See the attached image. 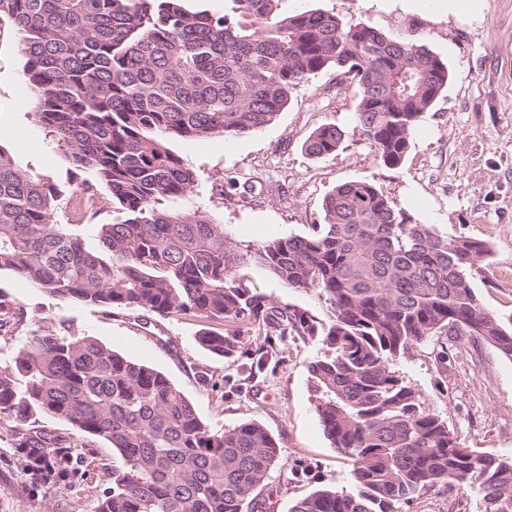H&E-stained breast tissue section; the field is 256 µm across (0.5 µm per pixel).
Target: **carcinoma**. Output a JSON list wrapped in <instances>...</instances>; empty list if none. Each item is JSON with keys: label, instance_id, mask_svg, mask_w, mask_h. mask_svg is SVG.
<instances>
[{"label": "carcinoma", "instance_id": "obj_1", "mask_svg": "<svg viewBox=\"0 0 512 512\" xmlns=\"http://www.w3.org/2000/svg\"><path fill=\"white\" fill-rule=\"evenodd\" d=\"M282 0H0V34L17 39L34 117L68 163L66 178L23 170L0 145V272L64 302L236 321L264 337L242 351L205 330L199 344L263 372L299 336L325 351L308 370L320 425L355 460L352 489L321 488L290 512H399L438 484L475 487L485 512H512V459L465 448L407 385L400 361L431 336L461 330L512 359V318L486 309L472 285L489 246L421 224L374 184L336 186L311 231L232 246L193 195L196 175L174 138L231 140L271 124L319 72L349 76L356 121L394 169L448 83L426 46ZM342 141L334 124L305 142L316 158ZM112 220L80 223L107 205ZM66 211L79 223L61 222ZM254 261L286 287L315 290L328 321L252 291L236 268ZM72 424L61 435L33 418ZM0 428L25 449L32 488L77 476L71 449L107 442L120 457L96 512H259L251 499L283 465L257 422L209 428L161 372L68 327L38 328L0 363Z\"/></svg>", "mask_w": 512, "mask_h": 512}]
</instances>
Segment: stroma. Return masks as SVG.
Wrapping results in <instances>:
<instances>
[{"instance_id": "obj_1", "label": "stroma", "mask_w": 512, "mask_h": 512, "mask_svg": "<svg viewBox=\"0 0 512 512\" xmlns=\"http://www.w3.org/2000/svg\"><path fill=\"white\" fill-rule=\"evenodd\" d=\"M459 0H282V12L309 9L364 22L399 42L422 44L448 65L445 90L418 122L404 162H377L355 118L358 91L324 71L293 91L284 112L266 127L232 140L173 139L170 149L196 174L194 192L237 247L308 234L322 221L325 197L338 185L366 181L394 200L414 221L488 242L491 256L473 286L494 314L512 315V0H479L475 10ZM24 58L11 38H0V144L32 174L64 176L67 163L48 144L31 116L33 97L23 78ZM334 124L343 132L336 152L310 157L308 136ZM237 278L279 302L327 320L316 292L286 288L258 263L240 266ZM0 298L23 309V325L0 329V362L9 360L31 330L71 327L123 355L163 372L192 402L203 422L220 430L255 421L278 442L283 465L270 488L257 490L265 512H289L294 501L320 488L350 489L352 459L324 435L318 394L308 364L322 352L314 340L282 345L274 366L251 377L242 362L202 348L199 330L236 336L255 350L263 338L236 322L192 315L129 314L62 302L10 273H0ZM400 367L431 412L465 447L512 458V360L466 335L434 336L412 348ZM235 374L241 391L218 383ZM82 475L50 492L24 490L20 451L0 438V512H95L105 469L118 455L106 443L73 449ZM308 477L294 476L296 466ZM475 490L438 485L402 512H484Z\"/></svg>"}]
</instances>
